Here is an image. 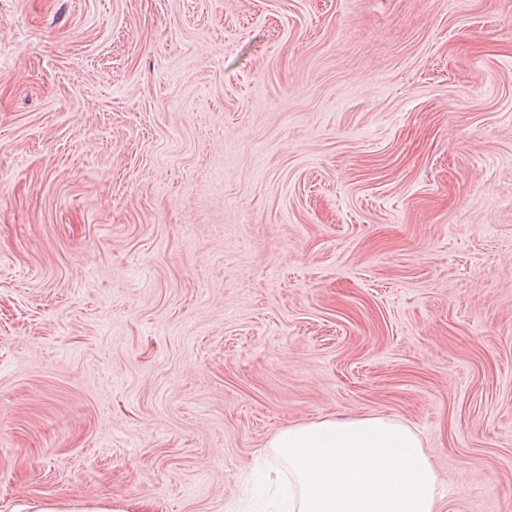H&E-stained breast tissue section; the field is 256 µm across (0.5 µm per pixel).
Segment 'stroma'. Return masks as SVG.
I'll return each instance as SVG.
<instances>
[{
    "label": "stroma",
    "instance_id": "1",
    "mask_svg": "<svg viewBox=\"0 0 512 512\" xmlns=\"http://www.w3.org/2000/svg\"><path fill=\"white\" fill-rule=\"evenodd\" d=\"M362 415L512 512V0H0V512Z\"/></svg>",
    "mask_w": 512,
    "mask_h": 512
}]
</instances>
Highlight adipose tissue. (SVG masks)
Listing matches in <instances>:
<instances>
[{
  "instance_id": "obj_1",
  "label": "adipose tissue",
  "mask_w": 512,
  "mask_h": 512,
  "mask_svg": "<svg viewBox=\"0 0 512 512\" xmlns=\"http://www.w3.org/2000/svg\"><path fill=\"white\" fill-rule=\"evenodd\" d=\"M269 448L288 464V512H445L437 473L406 424L362 416L298 424ZM121 500L20 505L17 512H142Z\"/></svg>"
}]
</instances>
